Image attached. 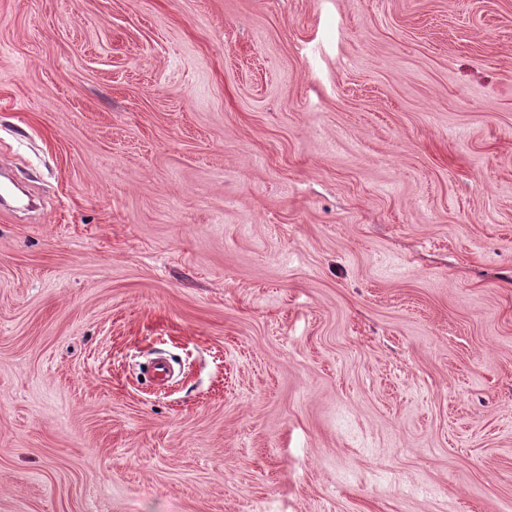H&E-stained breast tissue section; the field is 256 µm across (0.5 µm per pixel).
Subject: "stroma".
Masks as SVG:
<instances>
[{"instance_id":"stroma-1","label":"stroma","mask_w":512,"mask_h":512,"mask_svg":"<svg viewBox=\"0 0 512 512\" xmlns=\"http://www.w3.org/2000/svg\"><path fill=\"white\" fill-rule=\"evenodd\" d=\"M1 160L0 512H512V0H0Z\"/></svg>"}]
</instances>
